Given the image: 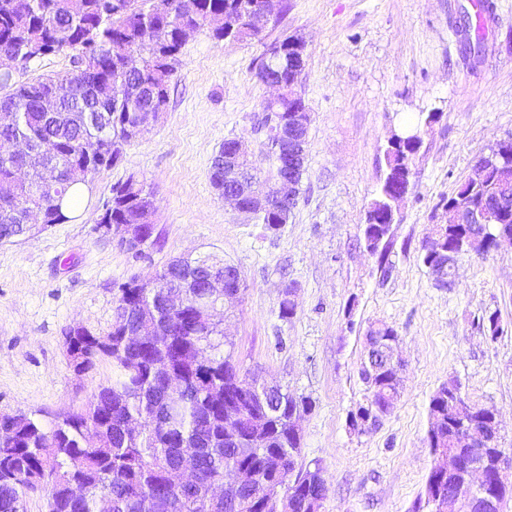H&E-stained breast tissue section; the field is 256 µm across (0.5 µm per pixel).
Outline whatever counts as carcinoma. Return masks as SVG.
<instances>
[{
  "mask_svg": "<svg viewBox=\"0 0 512 512\" xmlns=\"http://www.w3.org/2000/svg\"><path fill=\"white\" fill-rule=\"evenodd\" d=\"M257 0H0V53L18 55L29 64L64 49L75 51L73 69L56 77L22 82L0 75V138L20 137L32 145L24 157H0V242L28 235L26 218L31 207L43 211L46 224L69 221L64 201L74 181L67 169L78 166L96 174L117 163L123 147L151 133L136 116L151 112L162 119L168 105V86L154 83L162 66L176 71L182 50V27H200L212 17L227 16L230 25L212 30L217 41L256 38L261 31L244 21ZM305 65H295L288 52V37L267 46L257 67L263 80L274 73L299 82ZM267 112L268 160L241 164L261 179L270 205L256 215L265 229L276 232L288 223L291 210L277 197V182L292 170L293 161L279 155L273 131L288 121V96L276 103L264 101ZM96 140L99 153L88 157L81 147ZM235 142L224 140L210 166V181L219 192L238 181L239 172L224 167V155ZM419 144L388 147L386 172L412 167ZM28 168L25 183H16L12 170ZM506 194L512 203V182L507 186L474 185L465 201L479 203ZM154 191L132 177L112 187V198L100 215L101 224H141L146 238L154 231ZM369 228L386 232L391 217L373 203L365 215ZM440 231L449 245L462 238L475 241V253L484 255L499 237L512 238V221L506 224H457L448 212ZM224 272V293L242 295V279L227 273L233 264L214 254L177 257L159 272L187 298L177 311L167 309L162 288H140L131 279L115 293L114 320L109 331L96 334L86 328H65L73 346V370L91 375L110 358L116 368L112 385L94 390L87 400L93 416L69 411L45 426L34 414L18 412L0 418L9 436L0 439V512H25V498L40 489L49 491L48 512H233L235 503L251 499L259 512H300L308 498L324 499L328 491L323 469L299 463L302 437L290 420L295 411L310 412L308 396L288 393L253 395L245 403L249 412L264 403H276L265 448H247L227 438L224 425L226 382L235 377L233 343L224 331L199 320L194 305L209 297L205 288L214 268ZM291 281L282 290L279 317L290 320L295 307L288 299ZM148 327L149 342H140L126 331ZM181 373L183 390L178 397L168 390V376ZM393 373L374 376L360 368L367 392L368 412L386 404L385 388ZM436 391L429 403V423L448 430L440 447L464 452L458 420ZM138 417L136 432L126 430L127 419ZM185 446L195 448L191 459ZM192 466L199 479L188 489L174 483L184 466ZM251 479H238L241 470ZM215 481L227 482L224 498L211 497Z\"/></svg>",
  "mask_w": 512,
  "mask_h": 512,
  "instance_id": "1",
  "label": "carcinoma"
}]
</instances>
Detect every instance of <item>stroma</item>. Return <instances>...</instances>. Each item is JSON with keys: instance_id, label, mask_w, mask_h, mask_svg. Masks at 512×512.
Wrapping results in <instances>:
<instances>
[{"instance_id": "obj_1", "label": "stroma", "mask_w": 512, "mask_h": 512, "mask_svg": "<svg viewBox=\"0 0 512 512\" xmlns=\"http://www.w3.org/2000/svg\"><path fill=\"white\" fill-rule=\"evenodd\" d=\"M492 18L476 60L457 35L472 0H288L260 38L215 42L210 26L186 41L169 79L161 122L101 171L71 221L0 243V413H58L111 385V362L92 378L74 374L62 330H109L113 295L170 260L214 253L234 264L246 289L226 331L242 372L311 397L302 454L320 462L322 512H415L434 457L429 402L451 380L475 404L494 407L512 449V244L461 259L451 287H438L421 245L448 221L444 198L473 173L492 144L512 134V0H488ZM285 34L307 43L297 90L311 112L302 191L287 224L271 233L237 214L210 182L225 139L264 160L261 104L268 88L255 65ZM430 117L398 206L385 256L361 239L365 212L385 175L391 132ZM154 191V242L130 251L96 223L115 183ZM297 285L296 314L279 316L281 285ZM497 313L490 337L482 320ZM393 327L405 381L393 411L358 434L350 413L365 400L359 369L370 326Z\"/></svg>"}]
</instances>
